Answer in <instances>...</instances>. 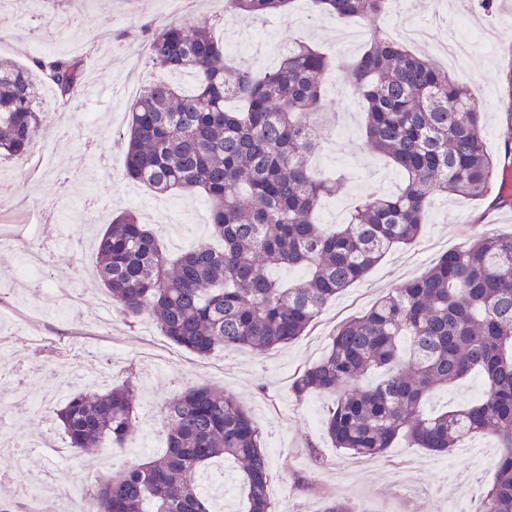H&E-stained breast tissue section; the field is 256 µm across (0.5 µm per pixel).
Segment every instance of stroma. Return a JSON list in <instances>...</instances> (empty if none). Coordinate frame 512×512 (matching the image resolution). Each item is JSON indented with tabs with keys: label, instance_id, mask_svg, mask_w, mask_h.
I'll return each mask as SVG.
<instances>
[{
	"label": "stroma",
	"instance_id": "obj_1",
	"mask_svg": "<svg viewBox=\"0 0 512 512\" xmlns=\"http://www.w3.org/2000/svg\"><path fill=\"white\" fill-rule=\"evenodd\" d=\"M408 19L431 26L436 36L452 29L459 33L465 52L457 61L447 62L425 45L420 51L469 86L486 113V149L499 154L512 129V88L506 81L512 68V0H493L489 11L479 0H444L438 8L433 0H401L397 13L384 16L379 25L391 34ZM186 20L213 26L222 39L260 37L259 45L235 56L240 66L257 74L278 62L267 55V46L289 48L302 37L317 47L333 62L324 79L330 89L325 104L336 115V141L326 145L319 168L351 165L355 177L344 192L348 198L399 190L402 179L387 160L362 148L364 114L343 76L363 45L339 44L347 22L310 20L307 0H296L289 14L262 20L225 15L224 0H194ZM164 22L157 0H42L37 19L0 15L1 59L30 64L29 46L35 43L44 55L64 52L83 58L89 76L73 99L49 87L43 90L50 122L64 130L50 135L52 153L44 154L38 143L29 157L5 165L13 189L0 193V278L12 289L0 294V334L17 337L18 343L13 365L0 368V405L13 407L14 433L29 446L26 467L16 473L15 482L40 481L46 494L71 485L80 489L129 462L146 460L151 447L166 442L161 409L176 395L171 380L178 377L187 386L224 391L252 416L271 459V499L288 500L291 512H322L330 499L351 501L359 512H395V481L409 490L413 512H449L440 493L448 485L464 492L463 512H475L480 491L495 476L488 460H473L456 448L434 453L401 442L372 465L346 462L322 431L331 399L314 393L295 401L290 385L299 367L322 356L338 323L427 271L442 253L461 247L467 225L479 220L489 232L511 233L512 222L499 223L498 210L462 198L434 197L414 244L393 248L366 277L337 295L305 336L263 354L237 349L197 357L171 344L150 319L125 323L109 309L107 292L93 287L96 254L90 238L98 224L82 216L88 199L100 207L99 224L110 223L120 211H137L144 223L158 228L162 244L174 255L210 237L201 196H162L126 179L122 154L113 143L127 115L114 111L112 88L124 83L136 93L164 79V71L150 64L142 39L144 27ZM31 242L49 247L51 263L46 274L23 279L17 269ZM77 346L88 352L87 368L97 369L101 356L111 351L123 365L109 381L91 384L63 364L65 353ZM128 378L139 392L134 445L121 453L100 449L86 454L55 446L60 430L51 414L36 413L35 405L57 404L63 394L102 393ZM200 486L215 512H241L231 462L209 464Z\"/></svg>",
	"mask_w": 512,
	"mask_h": 512
}]
</instances>
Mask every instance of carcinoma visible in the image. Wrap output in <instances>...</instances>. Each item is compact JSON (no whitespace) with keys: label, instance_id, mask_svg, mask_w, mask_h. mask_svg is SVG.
Listing matches in <instances>:
<instances>
[{"label":"carcinoma","instance_id":"cac0c4a2","mask_svg":"<svg viewBox=\"0 0 512 512\" xmlns=\"http://www.w3.org/2000/svg\"><path fill=\"white\" fill-rule=\"evenodd\" d=\"M336 20L374 23L388 0H312ZM291 0H225L224 12L280 14ZM153 65L197 78L191 94L157 82L133 100L120 134L124 175L156 192L202 195L210 234L170 256L132 211L112 218L97 241V271L127 320H152L171 343L204 358L218 348L264 353L303 336L322 309L362 279L394 247L421 235L432 199L481 202L498 172L512 166V137L491 156L483 112L469 88L396 38L379 34L347 70L365 114L364 145L388 158L403 179L398 193L358 199L345 222L317 220L320 203L352 175L322 178L310 159L322 148L324 76L330 61L298 40L278 66L256 77L233 64L209 27L169 24L149 35ZM84 60H0V161L21 159L45 132L39 90L46 82L75 97ZM298 268L288 288L276 267ZM472 374L486 385L468 406L427 413L436 390ZM297 401L335 396L323 431L336 450L378 459L403 438L445 453L474 435L500 442L495 478L477 512H512V233L474 234L423 275L339 324L322 357L299 368ZM136 384L76 394L50 410L77 453L123 448L137 431ZM167 449L134 462L87 490L88 512H211L199 474L215 458L236 464L245 512H274L270 463L261 432L236 402L208 386L166 403Z\"/></svg>","mask_w":512,"mask_h":512}]
</instances>
